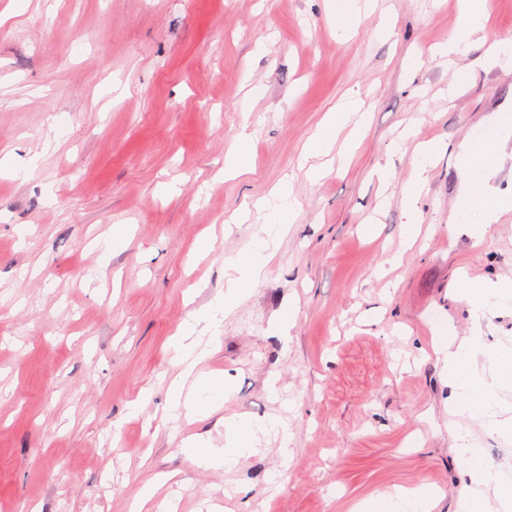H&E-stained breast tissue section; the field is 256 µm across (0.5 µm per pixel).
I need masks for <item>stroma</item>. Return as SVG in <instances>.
I'll return each mask as SVG.
<instances>
[{
  "mask_svg": "<svg viewBox=\"0 0 512 512\" xmlns=\"http://www.w3.org/2000/svg\"><path fill=\"white\" fill-rule=\"evenodd\" d=\"M381 5L390 34L371 16L341 39L324 0H0V512H129L161 473L155 499L171 512H349L417 485L455 512L465 478L432 338L447 324L469 333L460 274L512 278V223L479 242L448 230L458 146L495 136L512 68L477 66L456 86L433 49L454 36L458 0ZM351 91L367 129L349 164L310 181L304 146ZM244 128L253 165L225 178ZM423 140L441 150L410 244L402 188ZM286 178L295 221L199 366L232 394L208 418L169 416L172 338L260 229L229 218ZM117 224L129 244L103 256L97 239ZM288 308L283 341L269 323ZM232 414L282 418L292 458L274 440L235 465L192 466L183 440L223 447ZM460 424L488 466L512 469V443Z\"/></svg>",
  "mask_w": 512,
  "mask_h": 512,
  "instance_id": "stroma-1",
  "label": "stroma"
}]
</instances>
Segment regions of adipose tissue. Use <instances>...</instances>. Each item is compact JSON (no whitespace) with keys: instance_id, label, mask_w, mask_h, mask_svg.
<instances>
[{"instance_id":"obj_1","label":"adipose tissue","mask_w":512,"mask_h":512,"mask_svg":"<svg viewBox=\"0 0 512 512\" xmlns=\"http://www.w3.org/2000/svg\"><path fill=\"white\" fill-rule=\"evenodd\" d=\"M377 0H328V10L336 29L346 36L355 32L363 19L378 15L377 31L386 34L390 29L388 13L376 10ZM486 22V0H460L459 29L454 37L439 48L441 55L456 59L473 45L472 37L483 31ZM363 103L357 95L347 96L330 112L305 148L306 157L312 158L307 174L319 178L324 168L317 158L333 149L336 138L347 124H354V137L343 149L351 155L355 139L361 136L366 122L359 119ZM496 136L490 140L466 139L459 149L462 169L466 176L463 201L473 195L482 198L484 221L480 224H453V231L474 239H481L490 224L497 222L501 199L490 191L487 183L498 168L501 155L512 141V108L504 107L491 120ZM295 199L287 185L273 188L268 197L256 202L257 210L264 213L263 234L247 251L224 259L226 279L223 295L207 308L193 313L179 329L173 342L174 360L180 368L171 382L167 402L172 412L186 411L191 417H209L228 401L232 388L224 381L209 378L198 371V364L206 357L200 349L198 336H208L219 342L225 318L239 304L246 292L265 276L268 257L277 248L288 230L295 213ZM459 295L470 305L471 333L457 336L455 330L438 334L434 350L448 375L453 389L458 414L481 419L485 424L512 435V421L504 420V409L498 397L500 390L512 387V349L488 348L484 341V326L488 316L512 306V280L495 283L462 278ZM288 427L273 420H257L233 416L224 421V447L214 450L201 439L185 443L183 453L191 465L202 469H220L236 463L240 458L257 452L262 438L287 435ZM456 448L469 480L456 503V512H494L495 505L512 504V471L483 466L480 450L468 432L457 430ZM434 494L424 485L399 487L353 505L352 512H431Z\"/></svg>"}]
</instances>
